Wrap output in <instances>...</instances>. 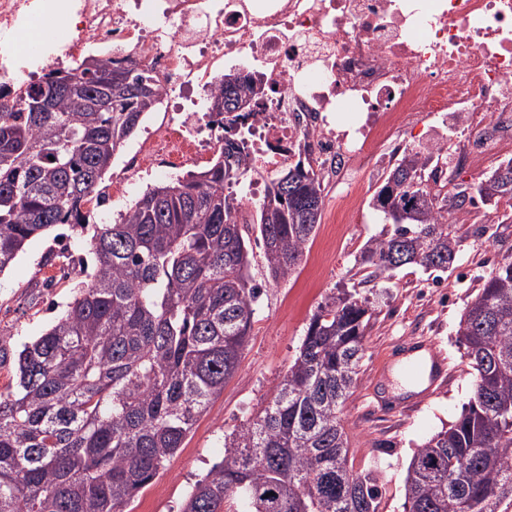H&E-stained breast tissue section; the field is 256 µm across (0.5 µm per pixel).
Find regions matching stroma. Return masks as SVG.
Returning a JSON list of instances; mask_svg holds the SVG:
<instances>
[{
  "label": "stroma",
  "mask_w": 512,
  "mask_h": 512,
  "mask_svg": "<svg viewBox=\"0 0 512 512\" xmlns=\"http://www.w3.org/2000/svg\"><path fill=\"white\" fill-rule=\"evenodd\" d=\"M169 118L166 112L145 114L103 178L104 202L90 210L85 226H56L29 243L0 273V337L8 339L14 350L42 335L72 298L79 277L73 265L60 258V250L66 246L75 249L86 267H93L95 259L87 244L102 217L117 216L133 197L162 183L158 170H134L127 163L158 135ZM491 169L487 163L452 175L453 186L466 190L472 201L463 209L446 212L458 245L457 260L445 272L409 266L389 280H364L355 257L366 241L389 227L382 214L369 205L384 177L376 168L355 174L359 207L345 224L336 221L338 189L326 184L320 224L288 279L271 281L263 247L254 244L251 275L260 296L241 366L198 418L183 447L130 503L129 512H180L193 483L222 458L225 433L272 400L312 315L339 288L356 290L373 310L358 386L342 413L350 448L356 466L373 467L381 473L379 512H405L404 479L415 450L448 428L473 393V370L458 336L463 311L496 264L512 258V209L476 196L477 185ZM122 172L130 177L132 191L115 200L111 197L112 179ZM410 336L431 337L446 352L450 381L420 410L388 418L373 405L375 395L383 391L375 376L391 345Z\"/></svg>",
  "instance_id": "obj_1"
}]
</instances>
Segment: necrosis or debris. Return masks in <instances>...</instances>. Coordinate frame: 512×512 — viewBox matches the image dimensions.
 <instances>
[{
  "label": "necrosis or debris",
  "mask_w": 512,
  "mask_h": 512,
  "mask_svg": "<svg viewBox=\"0 0 512 512\" xmlns=\"http://www.w3.org/2000/svg\"><path fill=\"white\" fill-rule=\"evenodd\" d=\"M47 14L72 33L26 46ZM95 50L148 69L162 95L191 91L188 111L204 116L221 69L262 74L265 105L239 123L256 172L304 150L326 178L341 158L391 164L386 144L420 112L439 117L436 135L466 126L454 165L512 162V0H0V84L24 86L19 60ZM340 112L355 115L341 132ZM220 134L167 123V172Z\"/></svg>",
  "instance_id": "obj_1"
}]
</instances>
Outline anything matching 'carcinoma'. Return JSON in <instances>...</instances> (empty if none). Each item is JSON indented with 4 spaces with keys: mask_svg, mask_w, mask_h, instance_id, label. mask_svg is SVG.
I'll return each instance as SVG.
<instances>
[{
    "mask_svg": "<svg viewBox=\"0 0 512 512\" xmlns=\"http://www.w3.org/2000/svg\"><path fill=\"white\" fill-rule=\"evenodd\" d=\"M263 95L262 77L224 74L214 122ZM10 96L0 89V273L54 226L85 222L113 160L160 101L149 72L103 56L50 68L19 102ZM39 96L54 110L31 111ZM431 161L405 152L374 195L393 230L362 247L367 278L454 264L436 197L413 187ZM249 165L248 142L233 133L203 171L148 188L97 228L94 271L56 323L18 353L0 340V368L19 373L18 389L0 392V512H126L224 391L260 293L238 219ZM323 193L310 159L266 185L254 223L272 281L301 262ZM479 193L512 199V163ZM370 319L366 299L345 290L318 307L270 404L224 434L223 459L181 512H224L229 501L242 512H379L378 478L356 467L341 418ZM459 334L473 396L414 453L406 512H512L511 258L467 304Z\"/></svg>",
    "mask_w": 512,
    "mask_h": 512,
    "instance_id": "cac0c4a2",
    "label": "carcinoma"
}]
</instances>
